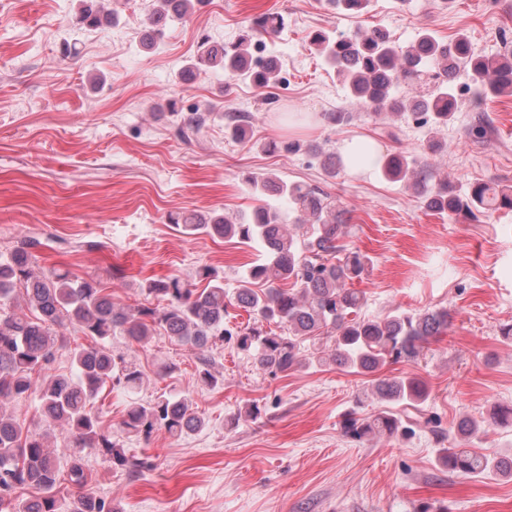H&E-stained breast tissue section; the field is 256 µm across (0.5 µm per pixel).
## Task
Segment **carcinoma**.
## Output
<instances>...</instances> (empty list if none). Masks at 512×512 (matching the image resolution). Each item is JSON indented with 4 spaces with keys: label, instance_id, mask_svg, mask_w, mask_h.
Returning a JSON list of instances; mask_svg holds the SVG:
<instances>
[{
    "label": "carcinoma",
    "instance_id": "carcinoma-1",
    "mask_svg": "<svg viewBox=\"0 0 512 512\" xmlns=\"http://www.w3.org/2000/svg\"><path fill=\"white\" fill-rule=\"evenodd\" d=\"M79 2L75 27L97 29L111 21L102 0ZM156 2L144 23L141 45L148 50L170 23L186 19L194 3L203 0ZM327 2L338 13H360L371 0ZM284 26L282 17L262 14L252 18L233 43L205 39L201 54L187 70L204 67L224 73L228 86L248 79L265 88L278 75V67L271 58L263 64L254 59V35L276 37ZM310 41L335 70L352 101L394 120L410 111L416 121L434 129L448 125L458 108L454 85L463 69L483 83L486 94L512 89V55H484L464 36L444 43L423 28L408 45L401 46L387 30L372 27L352 33L317 30L310 34ZM428 79L441 82L442 88L407 102L395 95L402 83L414 85ZM248 126L247 116L229 114L224 132L233 138L244 137ZM285 149L308 150L333 177L343 165L340 157L317 143L291 142ZM380 169L389 180L409 183L425 208L440 215L476 221L498 210L512 211V191L492 181H477L459 192L448 182L436 180L433 166L423 157L403 151L389 154L382 158ZM243 182L264 201L236 222L222 215L206 220L192 212L169 216L170 223L186 231L236 237L260 248V261L246 270L230 296L223 280L205 267L199 278L207 285L200 290L177 278L153 280L145 291L161 298L162 307L117 308L96 280L39 269L31 252L35 241L0 258V303L20 291L27 306L25 311L0 314V512L9 507L15 512H57L55 489L63 462L68 466V484L77 488L69 512H121L112 501L86 490L88 474L79 454L50 450L44 438L25 433L22 424L4 409L7 402L37 389L48 423L67 424L76 443L101 451L112 465L139 470L141 463L130 460L118 443L99 432L93 412V401L106 384L133 390L142 382L136 363L106 347V340L117 333L144 342L162 332L199 351L225 340L252 355L255 367L273 376L302 365L301 344L324 335L329 350L308 358L309 364L334 363L371 376V394L388 405L427 400L428 387L422 379L377 378L375 374L389 362L416 361L423 344L448 329L450 312L397 308L383 318L362 315L366 295L349 284L362 278L370 257L344 244L349 228L346 210L336 207L322 189L304 182L287 183L273 174H247ZM230 306L248 312L253 325L237 330L224 326ZM66 321L95 339L93 345L72 350V376L49 373L59 342L57 328ZM267 323L287 332L266 330ZM122 425L129 433L148 434L163 427L180 437L202 428L204 419L193 410L190 399L160 396L147 405H130ZM340 429L344 437L357 442L372 434L412 432L388 410L368 418L349 412ZM480 434L477 422L459 420L453 442L440 449V464L451 475L479 477L495 471L512 476V454L490 458L472 448ZM25 487L37 489V494L12 504L11 495Z\"/></svg>",
    "mask_w": 512,
    "mask_h": 512
}]
</instances>
